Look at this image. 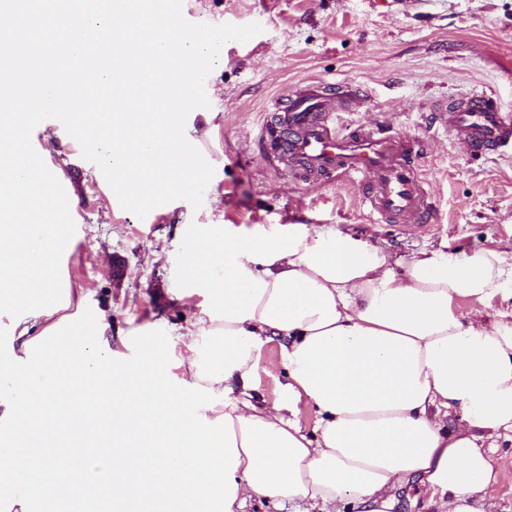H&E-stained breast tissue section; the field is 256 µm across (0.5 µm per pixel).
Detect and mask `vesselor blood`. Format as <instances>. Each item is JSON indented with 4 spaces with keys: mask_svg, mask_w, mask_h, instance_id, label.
<instances>
[{
    "mask_svg": "<svg viewBox=\"0 0 512 512\" xmlns=\"http://www.w3.org/2000/svg\"><path fill=\"white\" fill-rule=\"evenodd\" d=\"M360 85L330 89L309 82L275 102L273 124L265 126L263 145L289 173L320 184L345 181L359 190L375 224L422 227L434 222L437 207L425 188V157L420 137L386 123L372 127L340 124L345 103L358 100ZM435 134L462 144L475 156L512 150V114L492 94L477 90L452 106L428 115Z\"/></svg>",
    "mask_w": 512,
    "mask_h": 512,
    "instance_id": "b4317fda",
    "label": "vessel or blood"
}]
</instances>
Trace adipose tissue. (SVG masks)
Segmentation results:
<instances>
[{"mask_svg": "<svg viewBox=\"0 0 512 512\" xmlns=\"http://www.w3.org/2000/svg\"><path fill=\"white\" fill-rule=\"evenodd\" d=\"M177 298L201 297L181 336V377L230 405L240 464L231 512L249 500H301L311 512H392L395 489L420 481L427 512H481L495 478L490 455L512 435V313L464 317L512 287V264L493 250L421 253L401 263L333 225L180 227ZM70 305L26 318L13 352ZM279 341L288 375L279 400L257 405L261 352ZM315 411L312 434L293 411ZM459 423H452V416Z\"/></svg>", "mask_w": 512, "mask_h": 512, "instance_id": "adipose-tissue-1", "label": "adipose tissue"}]
</instances>
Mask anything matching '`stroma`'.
I'll list each match as a JSON object with an SVG mask.
<instances>
[{
	"label": "stroma",
	"mask_w": 512,
	"mask_h": 512,
	"mask_svg": "<svg viewBox=\"0 0 512 512\" xmlns=\"http://www.w3.org/2000/svg\"><path fill=\"white\" fill-rule=\"evenodd\" d=\"M193 23L260 24L245 42H226L205 87L210 108L193 110L187 130L208 132L206 151L217 166L200 209L184 200L137 217L122 208L83 159L78 142L56 119L41 122L34 149L62 165L73 184L74 221L81 236L68 260L74 282L89 288L115 327L161 329L183 353L176 331L198 309L178 302L179 226L335 224L370 239L392 258L424 251L472 253L494 249L512 263V155L473 157L425 127L423 115L472 89L494 90L512 113V0H183ZM353 81L364 90L343 123L389 121L422 137L423 167L440 217L428 227L374 224L354 188L309 187L293 179L260 148L274 101L307 80ZM258 396L274 401L285 384L278 342L263 351ZM502 458L484 512H512V441L499 440Z\"/></svg>",
	"instance_id": "35a3bbf8"
}]
</instances>
